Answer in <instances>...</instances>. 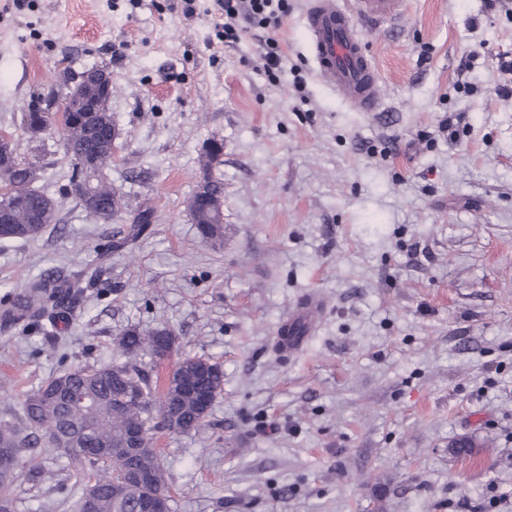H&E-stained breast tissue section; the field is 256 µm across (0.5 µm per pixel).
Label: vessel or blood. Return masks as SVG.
Here are the masks:
<instances>
[{
	"mask_svg": "<svg viewBox=\"0 0 512 512\" xmlns=\"http://www.w3.org/2000/svg\"><path fill=\"white\" fill-rule=\"evenodd\" d=\"M403 0H309L304 15V31L319 81L335 88L363 112L381 107L377 94L378 73L365 44V33L358 18L377 24L395 22ZM321 306L317 297L308 296L296 305L288 320L277 331L280 351H298Z\"/></svg>",
	"mask_w": 512,
	"mask_h": 512,
	"instance_id": "1",
	"label": "vessel or blood"
}]
</instances>
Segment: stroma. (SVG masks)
<instances>
[{
    "label": "stroma",
    "mask_w": 512,
    "mask_h": 512,
    "mask_svg": "<svg viewBox=\"0 0 512 512\" xmlns=\"http://www.w3.org/2000/svg\"><path fill=\"white\" fill-rule=\"evenodd\" d=\"M175 2L0 0V132L42 166L60 217L0 240V309L47 271L89 283L72 312L0 326V419L51 377L121 360L125 329L164 327L175 357L224 372L204 426L154 432L171 512H476L493 488L494 512H512V96L495 91L512 10L404 0L396 25L365 29L381 108L359 112L315 76L306 0H289L274 82L256 40L210 48L211 0L191 19ZM97 66L118 133L108 224L67 192L58 131L23 125ZM214 141L212 245L187 206ZM144 208L152 224L116 248ZM310 294L311 334L282 355L277 328ZM461 437L471 454L454 451ZM85 487L35 453L17 512H76Z\"/></svg>",
    "instance_id": "1"
}]
</instances>
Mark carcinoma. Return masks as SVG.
<instances>
[{
	"label": "carcinoma",
	"mask_w": 512,
	"mask_h": 512,
	"mask_svg": "<svg viewBox=\"0 0 512 512\" xmlns=\"http://www.w3.org/2000/svg\"><path fill=\"white\" fill-rule=\"evenodd\" d=\"M46 116L42 112H27L24 124L33 134L43 130ZM69 139L84 147L87 156L99 162V170L112 159V113L98 115L94 134L85 132L82 114L66 116ZM35 163L12 161L0 167V238L31 240L39 237L50 225L57 223V205L47 194L31 187ZM87 175L75 165L70 175L71 193L80 195L86 213L106 223L120 209V196L106 177L98 175L93 195H82ZM82 294L79 279L60 280L52 272L29 283L18 294L14 309L20 316L39 318L46 309H70ZM164 328L126 329L118 340L124 361L98 368H76L57 375L28 392L22 404L20 419L0 421V451L10 455L15 473L0 476V499L14 505V484L22 474L23 458L35 452L46 439L49 450L67 458L74 471L95 479L94 512H135L146 492L132 490L116 494L124 479L128 462L119 456L104 454L91 457L78 452L80 448H115L131 430L142 432V461L153 476L149 491L167 492L163 466L152 446L150 422L154 416L180 433L198 429L205 420L199 394L217 397L223 385V371L216 364L202 359L183 358L176 361L162 391L153 387L152 369L138 361L140 354L158 343ZM70 392L82 396L80 404H70ZM144 396L141 403L128 400L129 395ZM67 439L72 449L61 447L59 438Z\"/></svg>",
	"instance_id": "obj_1"
}]
</instances>
